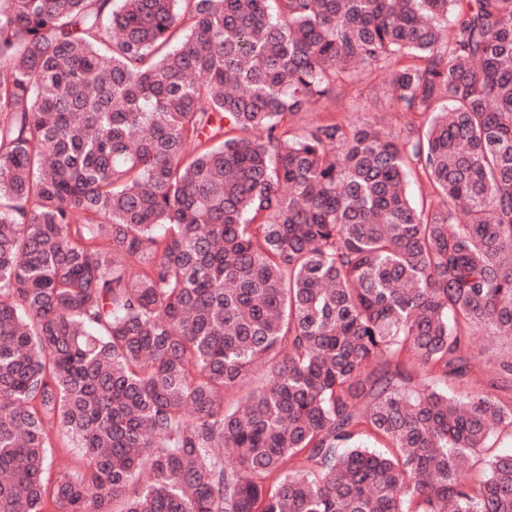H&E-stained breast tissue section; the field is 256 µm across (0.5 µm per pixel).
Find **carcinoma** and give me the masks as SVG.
<instances>
[{
  "label": "carcinoma",
  "instance_id": "cac0c4a2",
  "mask_svg": "<svg viewBox=\"0 0 512 512\" xmlns=\"http://www.w3.org/2000/svg\"><path fill=\"white\" fill-rule=\"evenodd\" d=\"M367 71L402 133L292 125ZM477 335L512 0H0V512H512Z\"/></svg>",
  "mask_w": 512,
  "mask_h": 512
}]
</instances>
